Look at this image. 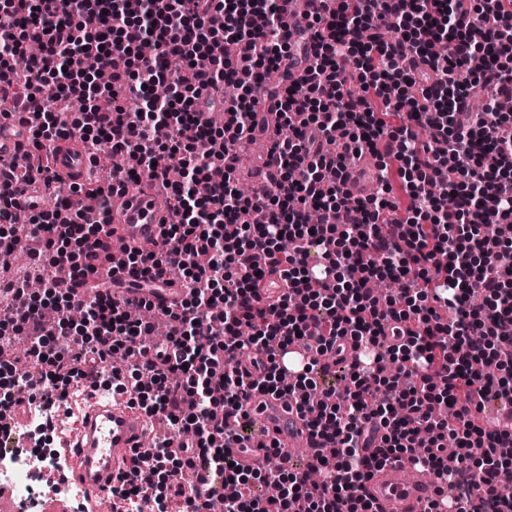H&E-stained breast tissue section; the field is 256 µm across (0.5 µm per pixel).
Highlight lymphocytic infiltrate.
<instances>
[{
    "label": "lymphocytic infiltrate",
    "mask_w": 512,
    "mask_h": 512,
    "mask_svg": "<svg viewBox=\"0 0 512 512\" xmlns=\"http://www.w3.org/2000/svg\"><path fill=\"white\" fill-rule=\"evenodd\" d=\"M321 2L305 16L311 54L290 41L289 0H0V103L27 128L25 173L0 168V285L22 300L0 306V342L10 346L0 379L52 408L74 387L113 378L128 407L163 422L166 438L113 481L124 512L136 495L154 512L174 502L210 512L216 499L224 512H290L297 498L308 512H374L366 481L406 458L449 485L468 474L457 512H512V460L496 453L512 444V413L493 430L475 421L491 399L512 410V355L500 351L512 337V114L499 109L512 98V0ZM31 43L39 54L17 69ZM300 57L308 67L295 82ZM259 65L286 88H269ZM463 67L485 95L479 110L457 81ZM159 83L167 95H154ZM227 83L238 94L223 128L208 115L215 99L202 110L196 102ZM265 94L285 135L268 152L271 187L246 196L234 172ZM130 97L140 102L132 112ZM400 112L407 121L390 125ZM70 139L90 158L120 152L129 163L107 187L64 181L55 145ZM367 153L378 191L356 197L342 174ZM392 160L410 196L401 218L387 198ZM144 175L162 180L174 222L162 243L127 253L128 285L144 291L174 273L189 293L164 322L136 324L128 312L150 308L144 294L86 301L71 283L95 276L108 254L104 200ZM244 211L263 212L265 224L239 223ZM487 224L498 225L496 238ZM34 237L43 249L18 274L13 250ZM266 271L287 284L273 303L257 288ZM385 278L401 283L399 297L373 293ZM73 309L81 321L67 319ZM403 323L409 337L387 343ZM341 337L376 361L352 360L348 383L319 389ZM21 340L39 377L18 367L11 348ZM297 341L320 357L288 380L273 355ZM256 349L269 357L258 377L242 363ZM256 392L292 397L308 413L304 471L274 442L269 466L235 465L234 449L251 440L243 402ZM444 404L451 419L433 412ZM182 430L190 442L174 444ZM451 444L452 470L442 462ZM196 466L207 480L192 496L181 478ZM269 483L276 499L255 492ZM483 487L496 498L478 496Z\"/></svg>",
    "instance_id": "lymphocytic-infiltrate-1"
}]
</instances>
